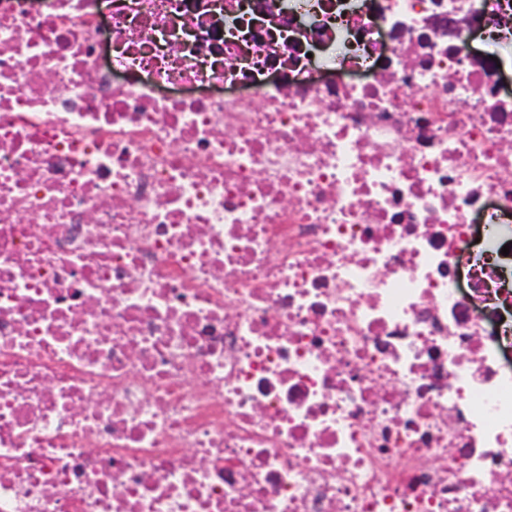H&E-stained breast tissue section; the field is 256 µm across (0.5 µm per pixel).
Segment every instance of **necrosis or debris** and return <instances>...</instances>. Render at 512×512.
Here are the masks:
<instances>
[{
	"mask_svg": "<svg viewBox=\"0 0 512 512\" xmlns=\"http://www.w3.org/2000/svg\"><path fill=\"white\" fill-rule=\"evenodd\" d=\"M512 0H0V512H512Z\"/></svg>",
	"mask_w": 512,
	"mask_h": 512,
	"instance_id": "4bbe7bcc",
	"label": "necrosis or debris"
}]
</instances>
